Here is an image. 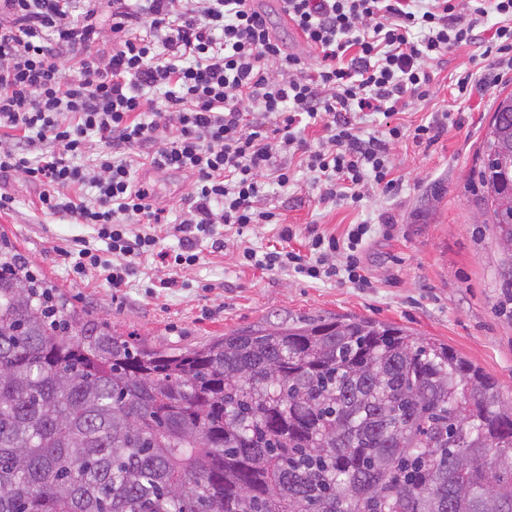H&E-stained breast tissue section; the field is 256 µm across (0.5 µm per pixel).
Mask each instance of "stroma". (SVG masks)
Here are the masks:
<instances>
[{
  "mask_svg": "<svg viewBox=\"0 0 512 512\" xmlns=\"http://www.w3.org/2000/svg\"><path fill=\"white\" fill-rule=\"evenodd\" d=\"M431 69L434 80L427 100L388 118L373 114L363 119L367 134L388 123L408 132L390 147L398 190L373 187L357 205L334 206L321 202V187L310 174L298 171L288 187L271 186L266 199L277 224L295 231L291 245L296 249L314 230L340 238L348 225H376L361 254L370 287L241 264L240 245H278L276 224H258L241 235L217 225L223 251L200 242L201 263L187 271L134 265L126 287L119 290L100 271L76 279L60 248L83 238L99 249L102 241L88 225L37 211L38 186L17 174L0 177V192L15 199L14 210L0 214V227L73 306L118 332L137 334L149 348H193L242 327L357 315L447 343L493 376L503 395L512 399V294L503 286L502 253L492 227L480 223L469 184L490 117L498 99L512 92V81L492 82L490 62L477 44L447 53ZM462 78L469 81L463 97L456 89ZM428 123L442 124L438 139L415 145L410 130ZM134 176L171 207L170 222H178L189 177L147 167L135 169ZM166 277L174 278V285L157 287V280Z\"/></svg>",
  "mask_w": 512,
  "mask_h": 512,
  "instance_id": "obj_1",
  "label": "stroma"
}]
</instances>
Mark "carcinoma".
Masks as SVG:
<instances>
[{"label": "carcinoma", "mask_w": 512, "mask_h": 512, "mask_svg": "<svg viewBox=\"0 0 512 512\" xmlns=\"http://www.w3.org/2000/svg\"><path fill=\"white\" fill-rule=\"evenodd\" d=\"M478 160L512 286V94ZM0 512H512V400L447 344L357 316L147 349L1 230Z\"/></svg>", "instance_id": "carcinoma-1"}]
</instances>
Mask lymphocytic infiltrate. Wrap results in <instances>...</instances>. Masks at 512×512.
I'll return each mask as SVG.
<instances>
[{
    "instance_id": "1",
    "label": "lymphocytic infiltrate",
    "mask_w": 512,
    "mask_h": 512,
    "mask_svg": "<svg viewBox=\"0 0 512 512\" xmlns=\"http://www.w3.org/2000/svg\"><path fill=\"white\" fill-rule=\"evenodd\" d=\"M308 53L288 51L254 0H0V174L41 191L37 209L92 225L113 262L64 251L73 277L103 269L126 286L130 259L198 265L216 225L270 224L267 185H287L293 156L325 203L398 188L388 145L401 125L363 135L361 115L429 96L432 61L485 40L495 80L512 77V0H282ZM487 32H479L481 22ZM321 125L317 143L302 122ZM192 179L177 251L154 227L168 210L133 176L135 160ZM371 233L310 235L289 248L242 251L246 265L357 287Z\"/></svg>"
}]
</instances>
